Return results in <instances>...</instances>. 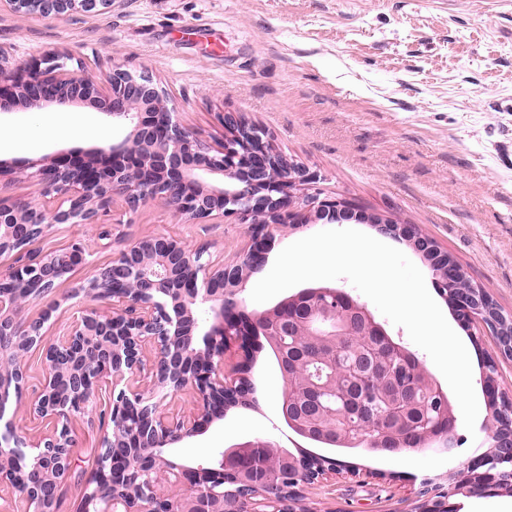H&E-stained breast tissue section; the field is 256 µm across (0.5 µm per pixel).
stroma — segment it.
<instances>
[{
  "mask_svg": "<svg viewBox=\"0 0 512 512\" xmlns=\"http://www.w3.org/2000/svg\"><path fill=\"white\" fill-rule=\"evenodd\" d=\"M56 51L99 82L116 61L148 71L177 122L211 146L224 140V114L262 128L316 175L321 199L415 225L512 316V0H112L107 11L64 19L0 9V57L32 62ZM38 114L46 133L22 142ZM0 132V162L14 167L121 140L129 128L79 103L0 112ZM108 221L107 239H98L96 224H57L34 248L83 240L104 265L126 244L164 233L201 249L212 266L251 244L237 218L184 223L160 201L131 214L114 201ZM434 299L467 349L479 351L474 378L494 360L496 384L512 395V357L499 354L492 332L477 320L462 326L445 295ZM251 357L263 399L226 410L202 435L173 444L170 456L206 461L260 436L336 460V473L302 488L308 512H413L424 487L448 486L463 461L487 451L480 440L492 408L482 390L478 431L458 426L456 447H430L406 463L320 448L282 420L283 381L264 339ZM111 399L110 390L97 391L94 413L73 426L60 512H77Z\"/></svg>",
  "mask_w": 512,
  "mask_h": 512,
  "instance_id": "obj_1",
  "label": "stroma"
}]
</instances>
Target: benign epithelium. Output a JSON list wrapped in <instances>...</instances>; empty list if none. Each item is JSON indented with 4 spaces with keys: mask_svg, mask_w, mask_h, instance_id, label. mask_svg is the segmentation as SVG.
I'll return each instance as SVG.
<instances>
[{
    "mask_svg": "<svg viewBox=\"0 0 512 512\" xmlns=\"http://www.w3.org/2000/svg\"><path fill=\"white\" fill-rule=\"evenodd\" d=\"M0 2L18 14L56 19L112 6V0ZM77 102L130 123L131 133L83 157L59 153L46 165L24 169L42 184L43 195L56 199L53 209L36 200L0 198V255L18 256L0 269V489L10 492L7 499L0 496V512H17L20 501L25 512H56V492L71 472L74 422L93 412L95 390L103 384L112 389L111 426L101 439L79 512H223L224 485L243 469V449L255 443H235L208 464L175 461L167 447L203 434L228 407L248 401L253 392L250 340L265 330L260 315L246 311L239 299L246 282L240 271L263 262L272 224L298 228L363 215L349 204L322 200L316 192L295 196L296 187L316 183L315 175L272 150L266 132L238 116L224 115L227 135L219 148L203 143L176 122L164 104L163 89L147 72H132L114 61L107 84L99 85L81 69L67 68L63 55L51 54L35 64L0 57V112ZM273 168L282 175L272 177ZM116 195L129 212L161 200L185 222L238 216L252 225L251 245L238 260L212 270L199 262L200 250L166 235L127 244L104 267L94 263L91 246L82 241L60 253L26 252L56 224L100 223ZM367 221L383 233L415 242L434 260L446 261L444 252L410 225L380 216ZM77 267L91 274L62 299L84 303L63 333H54L51 322L62 302L34 321L36 330L20 328L25 303L54 294ZM327 290L302 289L276 308L308 335V318L317 313L313 299ZM342 296L361 318L360 335L382 339L397 359L413 356L364 304L346 292ZM489 302L484 287L476 284L454 299L466 318L495 328L487 314ZM233 346L242 356L226 373L224 355ZM36 349L44 354L48 372L28 397L24 357ZM148 349L153 351L150 361ZM369 383L367 378L353 386V405L341 416L365 414ZM187 389L193 392V407L180 414L167 411V399ZM13 404L26 407L45 428L36 435L19 434L13 420H4ZM282 455L292 464L289 481L296 490L335 470L331 460L320 461L315 470L310 457L288 449ZM456 476L452 487L433 489L417 512H451L449 498L460 487L485 494L512 482V471L498 468L493 454L462 463ZM293 510L292 500L259 491L233 512Z\"/></svg>",
    "mask_w": 512,
    "mask_h": 512,
    "instance_id": "benign-epithelium-1",
    "label": "benign epithelium"
}]
</instances>
